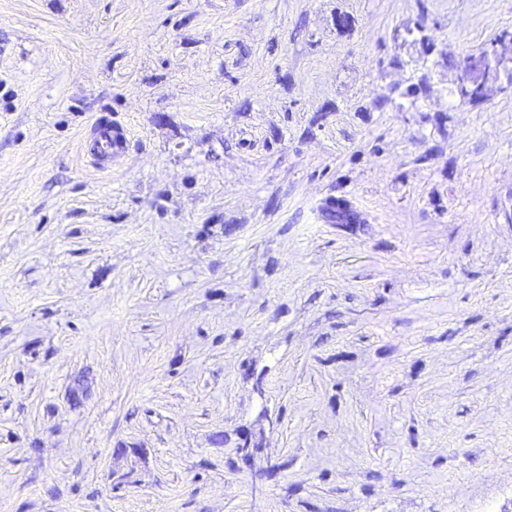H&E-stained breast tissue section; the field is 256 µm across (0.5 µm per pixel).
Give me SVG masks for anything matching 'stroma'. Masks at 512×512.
I'll list each match as a JSON object with an SVG mask.
<instances>
[{"label":"stroma","instance_id":"1","mask_svg":"<svg viewBox=\"0 0 512 512\" xmlns=\"http://www.w3.org/2000/svg\"><path fill=\"white\" fill-rule=\"evenodd\" d=\"M504 29L0 0V512H512V92L450 94ZM97 128L102 132L100 139L93 149L88 151L84 143L82 144V153L90 157L99 169H106V159L116 158L125 152L127 146V132L120 123H106L98 125ZM321 210L333 220V224H355L357 221V214L351 202L342 196L326 199Z\"/></svg>","mask_w":512,"mask_h":512}]
</instances>
